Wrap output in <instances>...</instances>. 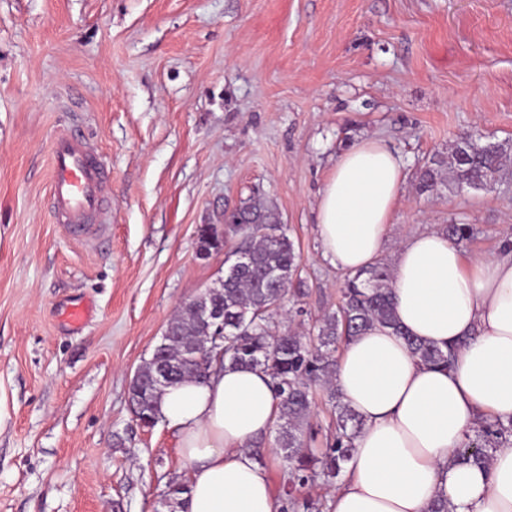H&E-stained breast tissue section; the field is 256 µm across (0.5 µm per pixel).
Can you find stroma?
<instances>
[{
    "label": "stroma",
    "instance_id": "35a3bbf8",
    "mask_svg": "<svg viewBox=\"0 0 512 512\" xmlns=\"http://www.w3.org/2000/svg\"><path fill=\"white\" fill-rule=\"evenodd\" d=\"M75 113L112 175L89 239L46 206L49 142ZM465 131L512 140V0H0V512H157L188 468L129 384L224 271L197 258L198 226L271 204L306 291L276 328L310 322L339 301L315 211L353 142L405 161L385 260L452 222L466 253H495L512 191L416 190Z\"/></svg>",
    "mask_w": 512,
    "mask_h": 512
}]
</instances>
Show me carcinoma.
Masks as SVG:
<instances>
[{
	"label": "carcinoma",
	"instance_id": "cac0c4a2",
	"mask_svg": "<svg viewBox=\"0 0 512 512\" xmlns=\"http://www.w3.org/2000/svg\"><path fill=\"white\" fill-rule=\"evenodd\" d=\"M511 178V141L483 142L463 133L448 156L435 155L420 168L417 184L421 194L441 186L450 192L464 188L478 191ZM228 219L232 221L228 232L239 236L240 241L225 253V261L242 250L250 254L251 261L231 274L224 273V286L217 297L224 308V341L206 346L205 370H210L220 355L225 364L259 367L270 376L280 406L275 423L276 448L284 465L280 512H324L326 503L303 490L340 478L363 427L361 417L344 402L336 386L339 348L379 323L402 336L412 355L425 364L449 368L453 352L401 330L394 312L392 270L382 259L365 270L347 274L338 305L324 312L313 326L301 333L276 332L274 317L287 294L297 298L305 295L299 255L288 237L287 225L280 222L273 207L252 199L241 203ZM446 235L463 247L470 239V230L465 224H450ZM168 332L169 354L177 367L172 384L197 377V362L188 360L185 351L187 344L202 335L195 314L180 310ZM318 388L327 392L335 422L332 441L316 453L308 443L307 426ZM134 399L141 419L153 424L160 421V395L137 387ZM511 434L512 419L506 424L484 421L474 438L459 450V457L484 463L490 451L506 443Z\"/></svg>",
	"mask_w": 512,
	"mask_h": 512
}]
</instances>
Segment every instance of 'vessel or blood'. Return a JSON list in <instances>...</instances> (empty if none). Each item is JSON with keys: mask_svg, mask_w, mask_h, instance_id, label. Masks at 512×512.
Listing matches in <instances>:
<instances>
[{"mask_svg": "<svg viewBox=\"0 0 512 512\" xmlns=\"http://www.w3.org/2000/svg\"><path fill=\"white\" fill-rule=\"evenodd\" d=\"M49 153L50 212L55 222L66 225L72 234L87 236L95 225L107 221L110 172L96 144L85 136L77 122L52 138Z\"/></svg>", "mask_w": 512, "mask_h": 512, "instance_id": "1", "label": "vessel or blood"}]
</instances>
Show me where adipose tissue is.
I'll use <instances>...</instances> for the list:
<instances>
[{"mask_svg":"<svg viewBox=\"0 0 512 512\" xmlns=\"http://www.w3.org/2000/svg\"><path fill=\"white\" fill-rule=\"evenodd\" d=\"M404 162L370 138L341 153L317 204L322 253L356 272L382 255ZM394 333L376 324L341 350L336 384L364 420L328 512H512V446L482 464L459 461L479 418H512V241L469 256L435 230L393 253ZM456 345L452 368L422 364L402 332ZM278 400L259 368L213 365L206 383L167 387L162 420L179 440L190 494L182 512H279L268 471L251 445L277 420Z\"/></svg>","mask_w":512,"mask_h":512,"instance_id":"obj_1","label":"adipose tissue"}]
</instances>
